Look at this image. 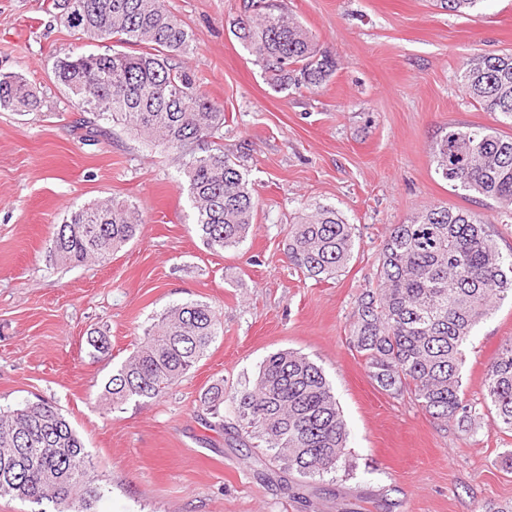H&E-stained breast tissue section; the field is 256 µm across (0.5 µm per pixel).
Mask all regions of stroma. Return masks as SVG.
<instances>
[{
  "label": "stroma",
  "instance_id": "1",
  "mask_svg": "<svg viewBox=\"0 0 512 512\" xmlns=\"http://www.w3.org/2000/svg\"><path fill=\"white\" fill-rule=\"evenodd\" d=\"M336 71L320 89L275 91L235 33L242 0H167L193 35L179 63L224 108V147L244 164L261 206L239 248L209 251L192 226L183 162L121 126L80 122L52 72L69 51L101 53L57 17L53 0H0V71L17 72L37 111L0 109V409L56 406L79 433L105 489L93 512H499L512 507V437L483 400L485 374L512 339V302L474 330L462 367L465 401L483 410L470 434L369 377L351 343L355 302L375 282L391 225L426 207L478 212L502 253L512 218L436 174L432 146L455 125H491L456 73L475 54H512V0L465 15L440 0H282ZM133 204L140 235L100 265L48 259L54 225L106 199ZM335 205L354 250L316 281L287 258L303 203ZM204 301L223 331L160 399L118 412L105 386L170 306ZM106 337L100 354L90 338ZM294 351L319 365L348 431L345 468L313 481L261 464L262 449L205 429L201 392L251 384L262 361Z\"/></svg>",
  "mask_w": 512,
  "mask_h": 512
}]
</instances>
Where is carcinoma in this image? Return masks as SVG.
I'll use <instances>...</instances> for the list:
<instances>
[{"instance_id":"carcinoma-1","label":"carcinoma","mask_w":512,"mask_h":512,"mask_svg":"<svg viewBox=\"0 0 512 512\" xmlns=\"http://www.w3.org/2000/svg\"><path fill=\"white\" fill-rule=\"evenodd\" d=\"M483 0H443L465 14ZM60 21L93 39L144 47L138 54L109 49L56 59L53 75L81 109L122 126L156 146L189 156L185 164L195 230L213 253L244 243L260 200L241 155L224 151V108L175 58L192 34L166 0H53ZM236 36L262 65L276 90L317 89L336 61L277 0H243ZM458 80L486 112L512 125V55H474ZM40 100L18 73H0V108L29 113ZM435 172L456 190L512 208V135L493 126H450L432 149ZM139 210L108 200L81 206L54 225L48 256L56 264L104 263L133 240ZM353 254V225L333 205L302 207L288 225L289 263L330 280ZM512 296V253L502 254L480 215L429 207L407 224H393L378 258L376 284L357 298L352 344L369 377L393 394L410 393L432 418L465 434L480 412L463 397L464 350L474 328ZM222 332L209 304L170 307L112 374L105 400L116 409L156 399L178 383ZM484 402L502 431L512 433V341L487 369ZM212 431L224 430V410L237 436L257 441L281 470L313 478L344 467L347 429L330 383L306 356L280 351L260 365L252 386L224 391V380L200 395ZM85 445L70 422L40 402L0 411V497L53 503L57 512H90L104 491L90 478Z\"/></svg>"}]
</instances>
